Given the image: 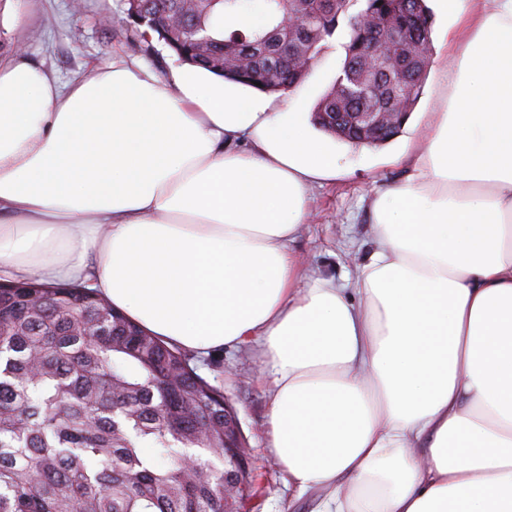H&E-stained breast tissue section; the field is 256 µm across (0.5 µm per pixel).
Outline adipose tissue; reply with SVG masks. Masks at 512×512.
<instances>
[{"label": "adipose tissue", "mask_w": 512, "mask_h": 512, "mask_svg": "<svg viewBox=\"0 0 512 512\" xmlns=\"http://www.w3.org/2000/svg\"><path fill=\"white\" fill-rule=\"evenodd\" d=\"M452 85L345 283L291 246L336 156L184 66L63 84L0 57V281L79 282L150 333L258 343L312 512H512V0H436Z\"/></svg>", "instance_id": "1"}]
</instances>
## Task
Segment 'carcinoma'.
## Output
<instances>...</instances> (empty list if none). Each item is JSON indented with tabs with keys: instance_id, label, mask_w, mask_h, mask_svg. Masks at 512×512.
Segmentation results:
<instances>
[{
	"instance_id": "obj_1",
	"label": "carcinoma",
	"mask_w": 512,
	"mask_h": 512,
	"mask_svg": "<svg viewBox=\"0 0 512 512\" xmlns=\"http://www.w3.org/2000/svg\"><path fill=\"white\" fill-rule=\"evenodd\" d=\"M265 0V24L241 29L232 19L244 0H144L146 13H174L181 31L164 33L133 16L142 41L156 33L176 59L269 94L285 93L319 62L323 42L348 18L340 77L319 99L314 123L348 144L338 112L413 111L429 65L432 20L426 0ZM299 27L285 32L288 12ZM423 48V65L405 80L362 95L354 77L377 39L395 28ZM294 52H288V47ZM224 392L190 358L146 333L94 291L38 281L0 288V512H237L224 503V480L212 473L224 451ZM151 444L166 460L144 459ZM192 452L196 469L184 457Z\"/></svg>"
}]
</instances>
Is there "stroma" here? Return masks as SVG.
<instances>
[{
	"label": "stroma",
	"mask_w": 512,
	"mask_h": 512,
	"mask_svg": "<svg viewBox=\"0 0 512 512\" xmlns=\"http://www.w3.org/2000/svg\"><path fill=\"white\" fill-rule=\"evenodd\" d=\"M344 41L341 30L326 41L311 74L284 94L286 103L313 110L341 72ZM20 46L63 82L108 69L117 58L146 63L162 78L170 77L178 65L163 44L145 45L126 25L121 0H82L77 8L72 0H37L16 31L0 26V53ZM442 93L437 68L429 66L410 116V130L379 148L336 142L343 172L336 180L314 187L310 217L293 244L306 269L337 279L355 275L373 248L367 203L378 191L403 181L406 168L400 156L407 143L421 133ZM193 363L202 377L223 390L237 412L257 489L256 497L246 504L248 512H312L308 497L297 496L288 487L282 468L270 454L268 416L273 381L263 368L257 344L225 345L206 355L197 353Z\"/></svg>",
	"instance_id": "1"
}]
</instances>
